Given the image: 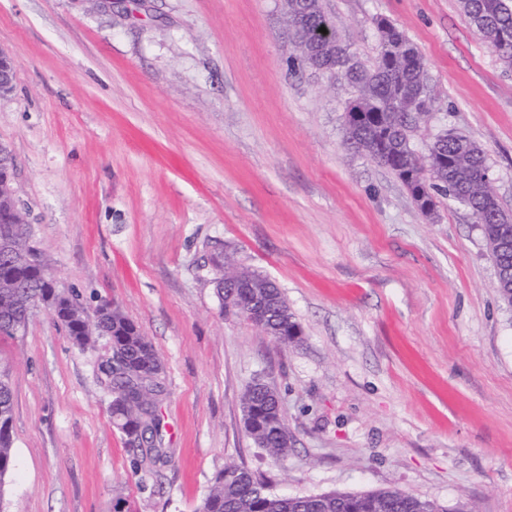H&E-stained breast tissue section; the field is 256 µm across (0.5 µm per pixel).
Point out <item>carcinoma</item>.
Returning <instances> with one entry per match:
<instances>
[{"label":"carcinoma","instance_id":"cac0c4a2","mask_svg":"<svg viewBox=\"0 0 512 512\" xmlns=\"http://www.w3.org/2000/svg\"><path fill=\"white\" fill-rule=\"evenodd\" d=\"M308 10L297 39L316 44L319 29L334 23L318 0H297ZM469 25L488 42L500 62L512 68V0H460ZM375 62L365 65L336 38V79L347 84L356 102L345 113L344 141L394 173L407 188L419 210L433 214L435 195L465 205L476 218L496 270L501 301L512 308V216L500 206L483 183L488 170L485 151L468 136L444 128L421 153L411 141L417 123L434 109L425 63L407 36L395 25L379 20ZM29 230L26 224H0V336L15 335L26 326L32 311L51 309L73 343L81 349L97 336L108 338L112 354L102 364L112 392V419L125 433L133 465L163 461L165 425L158 411L163 364L152 343L119 305L104 301L89 314L78 295L45 281L28 263ZM210 262L220 276L240 278L235 288H219L221 311L229 318L246 319L247 310L267 316L264 330L282 346L302 335L279 287L266 275L236 269L219 252ZM241 411L258 419V437L275 461L288 457L290 437L284 414L272 394L252 382L241 398ZM13 395L0 372V484L11 472L13 455ZM195 512H448L398 489L367 493L329 492L279 496L245 467L230 465L213 478Z\"/></svg>","mask_w":512,"mask_h":512}]
</instances>
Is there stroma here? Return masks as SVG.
<instances>
[{"label":"stroma","instance_id":"1","mask_svg":"<svg viewBox=\"0 0 512 512\" xmlns=\"http://www.w3.org/2000/svg\"><path fill=\"white\" fill-rule=\"evenodd\" d=\"M362 62L376 18L421 52L444 128L486 152L512 214V69L459 0H322ZM0 144L31 243L88 310L122 308L159 353L165 464L133 468L109 414L107 338L74 346L37 308L0 340L14 468L0 512H195L228 465L279 496L396 488L512 512V310L474 216L417 208L344 144L343 84L308 71L284 0H0ZM223 250L280 287L302 328L279 346L225 319ZM262 378L292 436L277 462L247 437Z\"/></svg>","mask_w":512,"mask_h":512}]
</instances>
